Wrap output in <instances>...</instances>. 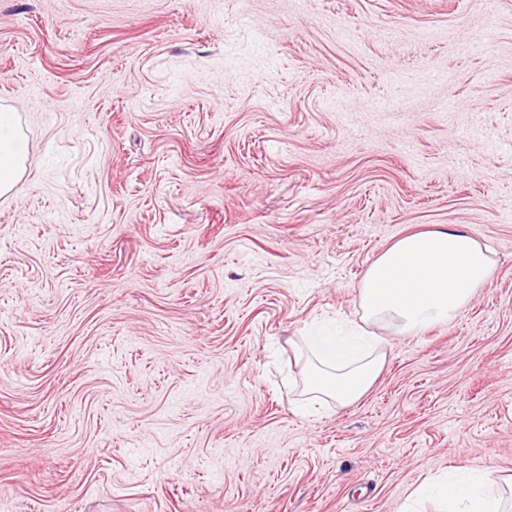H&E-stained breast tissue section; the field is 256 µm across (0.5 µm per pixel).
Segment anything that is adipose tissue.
Here are the masks:
<instances>
[{
    "label": "adipose tissue",
    "instance_id": "ef3b65f1",
    "mask_svg": "<svg viewBox=\"0 0 512 512\" xmlns=\"http://www.w3.org/2000/svg\"><path fill=\"white\" fill-rule=\"evenodd\" d=\"M14 115L0 108V194L9 192L25 172L17 150ZM495 270L492 251L461 228L410 234L371 263L359 285L365 321L399 335H417L452 322ZM377 336L362 331L352 338L325 336L312 350L303 389L317 403L346 407L360 400L378 378L384 354ZM496 470L439 476L427 489L446 512H504L496 494Z\"/></svg>",
    "mask_w": 512,
    "mask_h": 512
}]
</instances>
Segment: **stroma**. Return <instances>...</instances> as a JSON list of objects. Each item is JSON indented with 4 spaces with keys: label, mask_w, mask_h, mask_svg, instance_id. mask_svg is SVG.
Wrapping results in <instances>:
<instances>
[{
    "label": "stroma",
    "mask_w": 512,
    "mask_h": 512,
    "mask_svg": "<svg viewBox=\"0 0 512 512\" xmlns=\"http://www.w3.org/2000/svg\"><path fill=\"white\" fill-rule=\"evenodd\" d=\"M0 512H440L512 479V0H0ZM496 254L458 318L375 326L308 416L307 337L400 237ZM14 114L0 108V194L9 192L25 172V157L17 150ZM352 338L324 336L314 345L313 358L304 373L303 389L318 404L346 407L360 400L381 372L384 353L378 336L362 331ZM495 473V468L488 465L476 473L439 476L423 490L437 495L446 509L442 512H506L500 491L496 495L493 492L497 486Z\"/></svg>",
    "instance_id": "obj_1"
}]
</instances>
